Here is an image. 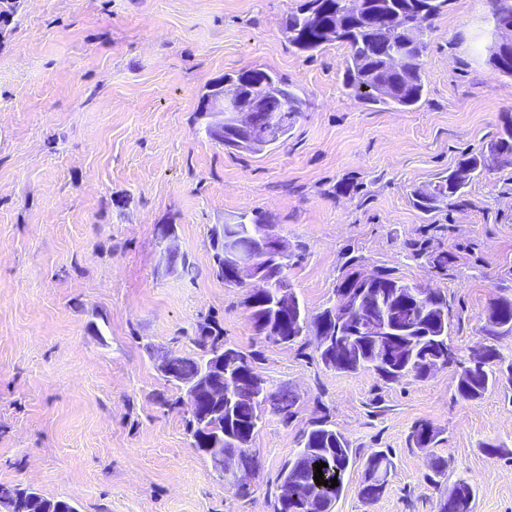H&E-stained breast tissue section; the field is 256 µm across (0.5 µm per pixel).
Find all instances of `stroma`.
Wrapping results in <instances>:
<instances>
[{
    "instance_id": "stroma-1",
    "label": "stroma",
    "mask_w": 512,
    "mask_h": 512,
    "mask_svg": "<svg viewBox=\"0 0 512 512\" xmlns=\"http://www.w3.org/2000/svg\"><path fill=\"white\" fill-rule=\"evenodd\" d=\"M301 2L22 0L0 45V484L79 512H271L301 431L325 415L360 456L334 512H435L461 478L472 512H512V383L467 401L453 367L397 383L327 368L312 325L293 343L265 339L244 289L211 271L213 225L268 214L300 255L288 279L310 322L357 259L445 293L464 357L489 302L512 295V167L473 180L464 207L426 214L411 196L512 114V79L486 62L485 0H448L406 112L345 93V45L288 46L281 23ZM251 67L307 103L287 141L255 155L210 138L197 113L209 85ZM423 239L453 253L447 272L411 258ZM207 319L268 386L300 395L294 419L265 414L247 499L192 448L186 395L154 360L191 355ZM419 421L439 434L427 454L408 444ZM381 450L394 466L368 504L363 460Z\"/></svg>"
}]
</instances>
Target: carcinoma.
<instances>
[{"label":"carcinoma","mask_w":512,"mask_h":512,"mask_svg":"<svg viewBox=\"0 0 512 512\" xmlns=\"http://www.w3.org/2000/svg\"><path fill=\"white\" fill-rule=\"evenodd\" d=\"M448 0H362V8L355 7L353 0H304L295 10L288 12L282 22L281 31L290 46L299 52H315L330 42H340L347 48L344 61L343 84L347 93L367 104L383 110L407 111L415 107L424 94L421 74V59L424 56L433 22L447 6ZM489 20L512 16V0H487ZM488 64L501 76L512 77V46L498 48L489 54ZM228 87L236 88L239 94L250 91L264 95L272 108L279 113L274 131L258 128L251 134L239 133L231 127L224 128V146L252 154L263 151L267 146L288 137L295 115L303 111L306 101L290 90L286 81L271 73L251 68L235 76H224ZM512 166V125L505 124L499 136L490 140L478 152L466 155L455 169L425 188L411 192L414 205L425 213L433 212L448 204L465 202V188L472 180L490 171ZM270 218L263 213L248 217L241 215L238 221L224 223L211 229L213 254L212 273L221 280L224 276V254L218 247V240L225 235L240 233L249 224H269ZM410 255L415 260H425L432 268L446 271L452 256L445 251L432 249L428 242L411 244ZM381 298L389 318L400 327H416L403 337L405 347L416 352L417 362L412 377H426L421 361L436 355L448 346L452 314L448 297L439 291L431 293L426 309L412 301L411 289L418 284L407 282L385 271H378L368 280L353 271L344 274L336 285V291L357 296L363 287ZM254 294L247 293L244 306L250 310L255 331L271 338L269 330L275 319L268 318L263 308L254 307ZM484 329L490 339L512 335V297L499 296L493 299L486 310ZM193 356L180 359V366L191 372L208 361L218 347L224 346V337L210 324H202L194 339ZM360 356L350 355L331 365L336 371L350 372L372 369L387 382H398L400 378L390 375L384 368L382 357L386 348L372 343L368 338H359ZM492 362L483 370H465L459 374L458 395L468 401H475L499 382L501 376L512 373V363L503 365L496 348L490 349ZM253 389L240 386L237 389L239 405L235 417L228 420L224 432L241 439L252 446L258 432L260 416L257 407L251 404ZM274 394L278 407L274 414L285 419L295 414L297 395L286 385L280 386ZM187 435L196 449L211 444L210 435L193 426V419L186 422ZM409 445L425 451L437 443V434L427 423L416 424L408 438ZM301 450L314 453V461L326 463L322 468L325 480L338 479V486L332 490L333 499H338L343 490V475L354 464L356 452L348 439L329 421L321 416L311 421V428L303 430L300 436ZM392 460L384 451L370 455L365 462L364 481L360 496L364 500H376L384 492ZM315 467L302 465L297 459L287 461L280 473V479L294 482L304 492L314 494L319 487L314 480ZM1 493L15 494L25 502H45L47 497L22 488L19 485L0 484ZM474 496L473 487L467 483H454L445 490L438 503L437 512H469Z\"/></svg>","instance_id":"carcinoma-1"}]
</instances>
